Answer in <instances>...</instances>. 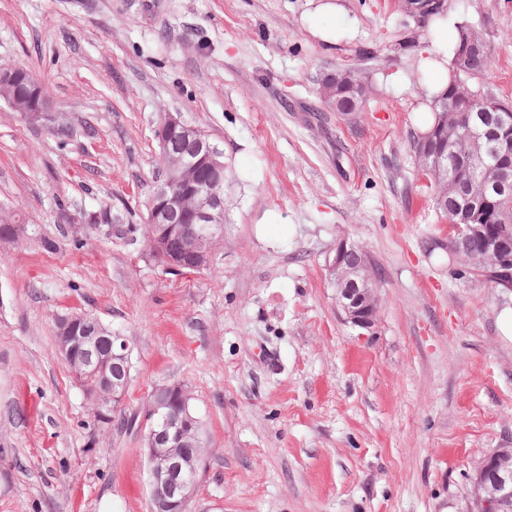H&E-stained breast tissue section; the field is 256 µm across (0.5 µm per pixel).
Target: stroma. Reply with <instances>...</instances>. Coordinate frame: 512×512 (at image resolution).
Instances as JSON below:
<instances>
[{"mask_svg":"<svg viewBox=\"0 0 512 512\" xmlns=\"http://www.w3.org/2000/svg\"><path fill=\"white\" fill-rule=\"evenodd\" d=\"M0 0V68L27 67L61 140L0 100V512H149L138 433L101 429L61 361L54 317H97L132 348L124 414L181 382L207 466L191 512H463L478 462L512 448V289L448 255L410 149L423 114L392 0ZM496 47L512 103V0H453ZM372 86L341 114L345 66ZM224 153L211 266L169 271L144 240L77 223L111 205L144 223L165 114ZM361 245L373 328L346 323L326 260ZM56 241L53 249L44 240ZM366 93H368L367 87L359 77L358 69L351 67L338 69L323 82L321 87L322 97L336 108V112L343 114L352 112L350 107H346L348 101L356 106L357 101L368 96L365 95Z\"/></svg>","mask_w":512,"mask_h":512,"instance_id":"1","label":"stroma"}]
</instances>
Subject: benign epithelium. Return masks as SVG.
<instances>
[{
  "label": "benign epithelium",
  "instance_id": "7a95c632",
  "mask_svg": "<svg viewBox=\"0 0 512 512\" xmlns=\"http://www.w3.org/2000/svg\"><path fill=\"white\" fill-rule=\"evenodd\" d=\"M398 9L419 26L432 12L448 8L447 0H395ZM482 40L473 36L460 40L457 59L473 62L484 52ZM23 77L17 67L0 70V98L14 109L27 112V120L47 129L53 127L57 114L52 112L46 96L38 88L23 96L16 85ZM367 87L358 69L344 68L331 74L322 84L321 95L336 111L347 113L346 102L356 103L365 97ZM485 136L482 119L469 122L464 138L477 148L476 158L493 170L494 179L485 184L475 172L462 180L448 174V148L459 138L448 133L443 121L436 139L421 154L425 179L441 182L451 199L465 200L463 211L477 213L492 193L512 194V140L501 139L485 152L480 143ZM164 177L149 205L148 223L153 225L151 247L164 253L165 244L175 238L179 252L164 257L167 267L181 272L184 266L202 271L211 265L213 244L224 228V187L219 181L199 184L200 173L222 168L223 152L211 143L200 129L169 115L155 130ZM457 236L478 239L481 251L477 258L492 267L512 274V226L505 224L494 234L482 224H451ZM328 269L334 277L337 302L345 321L370 329L378 312V288L372 265L365 250L342 239L328 257ZM59 328L58 351L64 364L78 380L95 379L102 396L115 402L118 414L126 401L131 383L132 349L125 337L112 334V355L100 352L102 323L86 313L56 317ZM189 389L182 383L166 388L163 395L154 393L143 406L137 432L141 435L148 464L150 512H189L196 493L200 472L205 467L207 448L199 434V419L190 409ZM467 512H512V448H497L478 464L467 493Z\"/></svg>",
  "mask_w": 512,
  "mask_h": 512
}]
</instances>
